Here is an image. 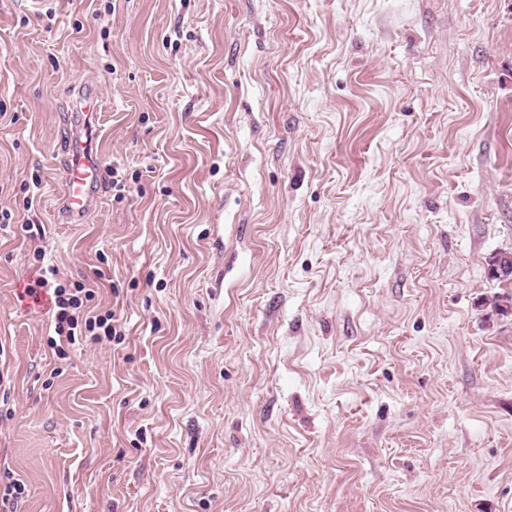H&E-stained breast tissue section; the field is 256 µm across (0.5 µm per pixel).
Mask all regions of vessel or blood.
Returning a JSON list of instances; mask_svg holds the SVG:
<instances>
[{
    "instance_id": "obj_1",
    "label": "vessel or blood",
    "mask_w": 512,
    "mask_h": 512,
    "mask_svg": "<svg viewBox=\"0 0 512 512\" xmlns=\"http://www.w3.org/2000/svg\"><path fill=\"white\" fill-rule=\"evenodd\" d=\"M70 161L66 170L64 204L69 212H87L101 185L102 165L90 140L75 138L69 144Z\"/></svg>"
}]
</instances>
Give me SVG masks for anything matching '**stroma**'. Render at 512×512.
Instances as JSON below:
<instances>
[{"label":"stroma","mask_w":512,"mask_h":512,"mask_svg":"<svg viewBox=\"0 0 512 512\" xmlns=\"http://www.w3.org/2000/svg\"><path fill=\"white\" fill-rule=\"evenodd\" d=\"M0 210L19 512H512V0H0ZM68 151L64 204L69 212L80 215L87 212L95 200L101 185L102 165L94 155L89 138H74ZM56 275L54 266L41 267L39 277L24 288L27 296L36 299L40 292L50 295V310L54 313V333L58 341L52 337L49 342L56 355H65L64 344L73 345L79 340L100 343L104 339L121 336L120 330L117 331L120 325L114 324L119 321L115 312L112 309L95 310L92 306L94 291L81 283H58L54 278Z\"/></svg>","instance_id":"stroma-1"}]
</instances>
